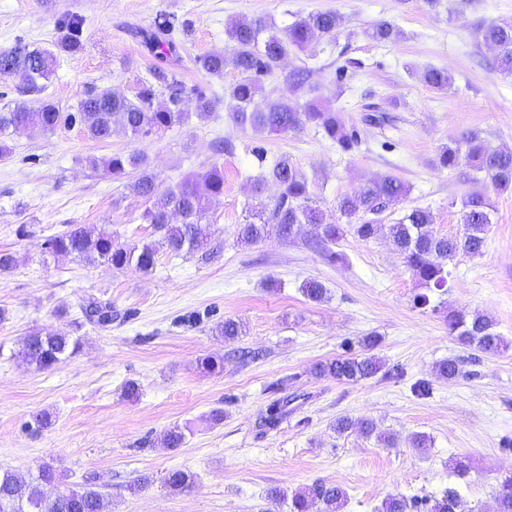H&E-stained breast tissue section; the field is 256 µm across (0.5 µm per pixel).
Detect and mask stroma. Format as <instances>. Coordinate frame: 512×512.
Wrapping results in <instances>:
<instances>
[{"mask_svg":"<svg viewBox=\"0 0 512 512\" xmlns=\"http://www.w3.org/2000/svg\"><path fill=\"white\" fill-rule=\"evenodd\" d=\"M316 11L338 12L345 23L334 37L289 54L265 87L294 104L314 99L339 112L359 132L349 152L312 127L260 134L235 125L227 92L237 71L210 76L196 64L225 50L232 19L263 17L284 28ZM162 13L193 22L176 71L185 111L196 107L194 88L214 92L209 119L146 136L118 129L105 141L76 126L32 127L0 158V250L16 257L0 272V471L26 476L49 465L71 483L95 474L105 512H289L287 502L267 498L268 489L292 492L317 480L346 489L344 512H377L387 496L438 497L451 487L462 512H491L500 477L512 471V351L488 355L458 344L447 318L486 314L512 342V192L496 190L468 165L449 170L436 158L465 130L512 149V73L499 72L496 50L476 39L482 26L512 20V0H440L433 9L424 0H0V50L19 40L53 48L60 19L84 21L83 49L60 56L41 94L19 92L12 77L0 76V106L44 99L67 111L93 85L133 96L150 64L134 31ZM382 20L399 30L396 41L367 38L366 29ZM429 67L452 74L447 91L421 80ZM376 112L388 122L366 124L365 115ZM115 154L146 155L163 189L223 168L224 193L208 202L204 217L211 237L178 256L159 251L148 274L50 254L46 239L72 224L112 232L126 245L159 239L127 188L138 170L115 180L88 164ZM282 156L306 178L330 224L342 221V197L386 175L410 192L380 222L423 207L442 236L461 233L463 199L482 193L493 209L486 246L480 256H456L447 291L431 293L420 308L414 297L421 287L387 236L345 232L333 263L309 225L290 239L240 243L249 185ZM310 279L327 288L324 301L303 295ZM89 296L111 303V328L84 326L82 351L47 371L15 357L23 336L65 330ZM228 318L244 326L231 341L217 330ZM370 334L380 339L376 355L400 376L347 384L314 375L315 364ZM205 356L223 359V372L199 370ZM448 358L460 359V377L436 375ZM420 380L430 382V395L416 396ZM130 381L140 387L133 401L123 395ZM277 401L286 402V416L262 424ZM215 409L224 412L218 424L210 419ZM43 414L51 417L45 428L36 423ZM342 415L375 420L395 444L337 434ZM174 426L183 444L163 447ZM416 433L430 437V448L410 446ZM457 456L471 462L466 477L448 466ZM175 469L195 474L192 488L164 486ZM143 475L152 484L132 491Z\"/></svg>","mask_w":512,"mask_h":512,"instance_id":"1","label":"stroma"}]
</instances>
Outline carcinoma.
Here are the masks:
<instances>
[{"label":"carcinoma","instance_id":"1","mask_svg":"<svg viewBox=\"0 0 512 512\" xmlns=\"http://www.w3.org/2000/svg\"><path fill=\"white\" fill-rule=\"evenodd\" d=\"M344 23L343 17L332 11L310 12L298 17L283 30L263 18L237 19L228 22L225 33L230 42L227 52L209 53L197 58L199 68L211 76L224 74L230 65L239 74V80L230 87L229 118L237 125L250 126L258 133L297 132L313 126L345 152L359 143L355 127L347 125L338 113L316 102L296 106L288 98H265L262 108L253 107L255 98L265 94L263 78L278 68L280 62L294 50L304 51L314 43L336 35ZM191 20L175 15H163L147 28L136 31L143 51L154 60L149 68L150 78L138 83L136 93L129 98L108 88L91 86L78 101L75 111L64 112L46 100L36 105L17 104L0 107V157L7 151V142L31 126L52 132L60 126H80L84 134L96 141H105L116 128L134 135H148L182 125L189 113L180 108L185 87L169 67L178 61L180 45L175 39L179 31L185 33ZM58 52L32 47L22 41L0 50V75L7 74L17 81L23 93L41 92L46 81L55 72L57 53L73 54L82 48L83 19L71 16L58 23ZM364 34L378 43H387L399 36V31L387 21L373 24ZM478 40L499 50L498 67L512 72V22L492 23L478 31ZM422 80L430 88L445 91L452 83L448 71L430 67L422 73ZM195 115L206 119L212 112L214 100L202 88L194 89ZM442 168H455L466 162L476 171L486 173L494 187L502 192L512 190V149L493 148L476 130L464 132L454 145H444L437 155ZM92 169L99 168L121 179L127 168L140 170V176L129 185L130 191L144 199L146 207L142 218L161 233L158 243L140 247H126L117 243L112 233L101 230L92 233L88 228L72 224L66 231L46 240L54 255H75L89 262H102L115 269L135 267L143 273L153 271L159 249L173 255L190 252L210 235V225L202 223L210 198L224 193V172L214 165L209 170L187 178L172 188L159 189L150 164L143 154L124 156L115 154L103 161L89 160ZM279 188L273 199L259 200L252 206V220L240 225L238 238L245 244L263 239L274 229L279 236L290 238L305 224L320 229L317 246L325 257L336 262L339 255L330 245L343 235L339 224H326L321 211L313 206L307 180L301 177L288 158L278 159L266 173L264 180L254 183L251 192L261 195L265 182ZM409 193L408 186L394 176L369 182L350 197L341 198L338 210L348 219L350 230L357 237L369 240L388 234L402 255L408 270L420 285L443 291L448 287V262L458 254L471 257L482 254L486 244L488 224L492 223V206L486 196L472 193L462 201L463 233L456 237L439 236L432 229L430 212L421 207L408 211L396 224H382L378 220L390 204ZM178 215L182 223H171ZM302 293L309 300L320 302L326 298L327 288L310 280L302 285ZM85 322L105 328L112 325V305L95 298H83L78 303ZM83 322V323H85ZM78 323V326H83ZM448 333L465 346H473L488 354H502L509 343L495 331L492 318L486 314L463 313L448 316ZM375 336L362 340L364 353L346 351L336 359L320 363L314 368L319 377H332L343 383H354L375 376L382 370V360L370 353L377 346ZM83 338L71 331L43 333L31 331L20 342L21 357L36 370H48L77 355ZM439 376L453 379L460 375L459 360L448 358L436 366ZM358 430L366 437L376 436L387 446L394 438L377 432L376 424L368 419L340 416L334 423L336 433L342 435ZM165 482L173 491H182L192 485L194 475L185 470L170 471ZM459 496L448 489L441 497L407 499L389 496L380 506V512H457ZM347 493L339 485L314 482L295 491L291 497V512H343ZM493 512H512V473L499 481L494 497ZM101 493L96 489L95 476L89 474L80 484L66 481L64 474L46 466L36 476H21L11 471H0V512H103Z\"/></svg>","mask_w":512,"mask_h":512}]
</instances>
